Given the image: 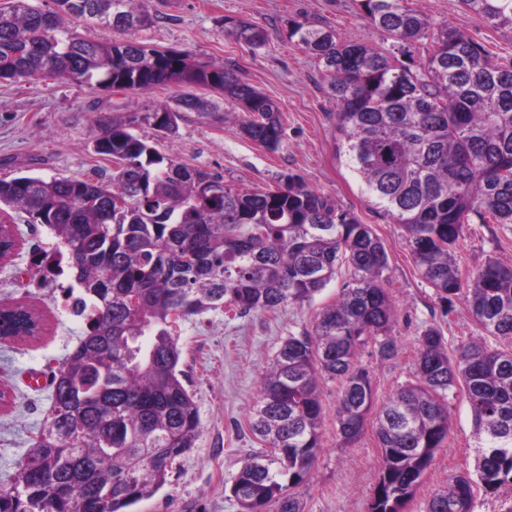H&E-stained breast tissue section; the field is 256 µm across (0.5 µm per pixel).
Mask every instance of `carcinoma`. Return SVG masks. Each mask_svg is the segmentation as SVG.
Listing matches in <instances>:
<instances>
[{
    "mask_svg": "<svg viewBox=\"0 0 512 512\" xmlns=\"http://www.w3.org/2000/svg\"><path fill=\"white\" fill-rule=\"evenodd\" d=\"M0 0V83L70 79L103 89L150 92L194 85L118 119L93 113L94 151L112 163L84 179H0V249L18 240L15 215L42 224L59 248L41 266L69 275L64 292L85 319L84 335L53 373L51 405L19 475L0 489V512H127L152 498L195 447L199 410L183 384L177 321L222 310L242 318L303 305L349 279L311 329L288 335L268 360L249 425L263 447L250 452L230 488L240 512H302L321 450L320 381L337 380V431L353 443L373 405L359 352H397L388 254L372 227L294 175L265 191L160 153L134 133L162 118L178 133L182 113L221 120L220 102L243 110L241 133L279 149V105L224 63L117 40L112 32L156 24L151 0ZM490 25L512 31V0H460ZM364 17L392 40L377 49L336 30L293 22L289 38L316 58L336 101L337 152L369 206L402 226L411 258L443 309L463 296L490 336L512 338V265L490 257L468 279L455 257L470 224L512 230V61L498 62L465 31L429 21L408 0H360ZM98 31L87 37L68 22ZM224 32L251 51L266 35L224 18ZM27 303L0 310V340L36 336ZM417 381L379 408L381 466L368 512H402L448 438V397L462 388L477 437L474 472H459L425 512H471L473 487L512 484V352L483 339L448 356L442 333L418 339Z\"/></svg>",
    "mask_w": 512,
    "mask_h": 512,
    "instance_id": "carcinoma-1",
    "label": "carcinoma"
}]
</instances>
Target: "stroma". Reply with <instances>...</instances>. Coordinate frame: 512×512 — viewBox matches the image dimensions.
Returning <instances> with one entry per match:
<instances>
[{
  "instance_id": "35a3bbf8",
  "label": "stroma",
  "mask_w": 512,
  "mask_h": 512,
  "mask_svg": "<svg viewBox=\"0 0 512 512\" xmlns=\"http://www.w3.org/2000/svg\"><path fill=\"white\" fill-rule=\"evenodd\" d=\"M409 5L431 25L464 30L493 59L512 57V31L488 26L460 0H409ZM151 7L161 20L137 32V39L188 52L199 62H223L276 101L283 139L279 149L270 152L242 137L241 111L228 104L222 107L220 121L189 112L177 135L163 136L145 124L136 127V134L184 164L221 173L226 184L242 191L265 190L283 176L295 175L371 225L383 241L390 264L389 295L397 311L398 352L389 360L380 359L370 346L359 353V363L372 379L374 407L413 381L418 338L425 326L440 329L452 354L482 335L466 299H456L449 312H442L432 288L414 267L401 225L368 208L356 178L337 155L336 103L326 92L318 63L288 38L296 20L335 29L379 49L387 47L384 33L365 22L359 0H152ZM227 16L263 28L265 46L253 51L226 36L221 21ZM177 93L174 87L151 93L104 91L74 80L0 83V178L92 175L99 166L92 113L122 117L171 103ZM18 231L16 251L0 261V304L29 303L42 315L44 329L33 338L0 342V390L8 395L0 405V486L16 479V462L30 448L50 406V391L27 386L26 371L53 373L85 328L64 300L67 279L46 277L33 263L34 251H52L55 237L41 225L22 224ZM457 254L465 272L475 271L490 256L512 263V233H503L496 224L469 225ZM346 279L339 274L300 308L254 312L232 321L217 310L180 322L181 367L199 409L201 434L170 484L133 505L131 512H239L230 486L244 455L260 446L249 429L248 412L265 361L288 334L311 327L321 308L335 302ZM320 389L322 448L311 479L296 495L303 512H367L381 460L374 426L366 424L358 441L344 443L336 433L340 384L326 379ZM448 413V442L402 512H424L449 476L475 468L474 423L465 394L449 399Z\"/></svg>"
}]
</instances>
